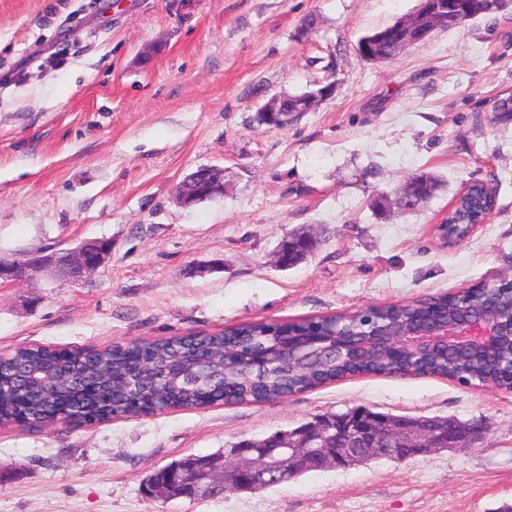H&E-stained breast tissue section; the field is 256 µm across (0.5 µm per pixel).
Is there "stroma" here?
Listing matches in <instances>:
<instances>
[{
  "mask_svg": "<svg viewBox=\"0 0 512 512\" xmlns=\"http://www.w3.org/2000/svg\"><path fill=\"white\" fill-rule=\"evenodd\" d=\"M419 0H0V255L112 242L82 283L51 270L0 287V354L94 349L406 304L512 277V8L392 59L358 40ZM151 50L143 58V50ZM335 80L281 128L259 106ZM224 196L179 204L199 167ZM445 181L410 214L379 193ZM496 208L458 243L434 226L462 185ZM314 250L281 269L280 243ZM366 407L485 421L472 447L312 471L256 493L147 499L155 469L327 412ZM512 505V393L432 375L360 376L263 404L101 424L0 427V512H500Z\"/></svg>",
  "mask_w": 512,
  "mask_h": 512,
  "instance_id": "stroma-1",
  "label": "stroma"
}]
</instances>
